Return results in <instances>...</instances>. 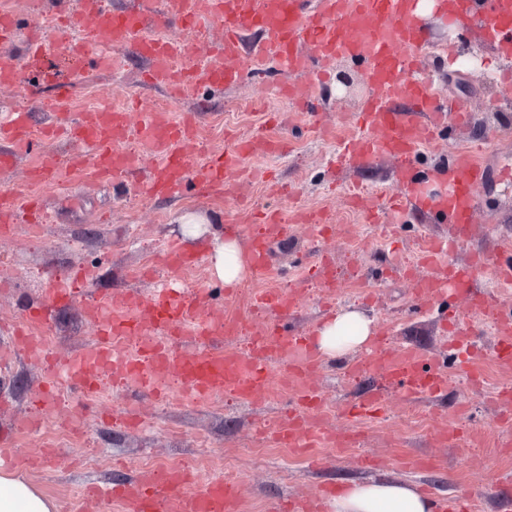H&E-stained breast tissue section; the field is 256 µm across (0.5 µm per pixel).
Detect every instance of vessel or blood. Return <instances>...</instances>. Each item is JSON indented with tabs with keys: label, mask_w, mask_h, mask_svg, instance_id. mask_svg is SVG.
Segmentation results:
<instances>
[{
	"label": "vessel or blood",
	"mask_w": 512,
	"mask_h": 512,
	"mask_svg": "<svg viewBox=\"0 0 512 512\" xmlns=\"http://www.w3.org/2000/svg\"><path fill=\"white\" fill-rule=\"evenodd\" d=\"M308 0H164L162 9H129L110 12L98 0H78L79 12L90 43L104 40L117 49H128L150 61L152 82L172 86L181 96L203 85L219 87L237 81L238 60L249 34L257 33L261 42L252 56L260 64L267 54L278 56L292 71L308 69L312 58L346 55L367 58L366 81L370 92L359 112L356 135L339 154V162L362 168L383 158L398 165L407 201L415 207L431 206L442 223L449 227L445 238L425 237L423 250L429 274L416 282V296L434 299L448 288L466 291L470 286L468 268L434 262V255L453 251L464 239L472 221L483 172L469 158L440 173L444 192L429 196L415 170L418 149L426 133L416 119L430 116L434 124L447 117V107L431 92L429 81L413 76L417 57L426 45V36L415 17L416 0H317L309 10ZM483 14L495 36L512 45V0H481ZM172 17L192 25L210 21L224 32V56L228 67L205 71L197 66L174 67L176 58L186 52L184 45L152 34L150 24ZM310 53H302V45ZM39 52H31L25 61L11 53H0V85H15L22 72H39ZM69 132L82 142L87 155L80 169L98 182H109L132 171L138 160L126 153L122 143L129 136L147 145L156 157L150 168L144 192L152 197L170 196L195 185L199 192L225 195L230 178L236 173L239 158L246 153L274 154L275 143L255 136L234 140L224 152L206 155L200 165H192L195 152V126L191 121L173 120L168 113H148L137 128H130L123 109L104 105L86 112L70 129L50 124L44 137ZM31 124L28 113H11L0 121V170L13 165L16 150L28 145ZM22 195L21 190H0V225L8 226ZM286 227L279 211L266 213L261 224L249 232L252 273L264 276L272 258L273 244L281 240ZM203 254H189L177 243H169L160 257L171 269L202 265ZM76 297L73 278L56 274L51 278L47 297L37 311L19 323L8 343L0 345V356L17 359L36 355L47 366H60L72 388L88 392L95 378L121 375L136 383L143 394H152V378L177 375L184 395L204 402L224 394H235L247 403L267 398L273 372L287 374L297 388L288 411L280 420L276 435L291 448H308L321 440L341 443L344 435L322 431L308 414L314 406L315 386L310 374L319 362L313 351L302 359L288 358L293 337L281 332L282 322L290 318L300 298L299 289L264 291L258 296L262 311L275 320L252 338L248 353L226 349L225 339L234 337L240 322L235 318L213 317L206 311L202 291L158 288L150 296L126 295L120 303L104 296L87 307L86 316L96 334L83 350L65 364H57L54 355L37 339L38 329L47 324L53 310ZM470 309L485 313L498 327L503 341L492 354L499 365L512 367V312L503 310L489 294L473 296ZM121 336H140L144 343L136 359L117 352L112 341ZM191 339L192 347L177 348L176 340ZM363 369L382 372L384 379L408 397H420L441 390L445 384L441 371L419 357L408 355L392 363L388 352L374 346L362 363ZM85 496L116 505L120 512H242L237 482L211 475L194 479L179 468L163 467L150 479L115 485H89Z\"/></svg>",
	"instance_id": "obj_1"
}]
</instances>
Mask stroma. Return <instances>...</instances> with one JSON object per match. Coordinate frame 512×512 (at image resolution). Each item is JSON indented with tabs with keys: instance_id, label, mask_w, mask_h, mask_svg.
I'll return each instance as SVG.
<instances>
[{
	"instance_id": "obj_1",
	"label": "stroma",
	"mask_w": 512,
	"mask_h": 512,
	"mask_svg": "<svg viewBox=\"0 0 512 512\" xmlns=\"http://www.w3.org/2000/svg\"><path fill=\"white\" fill-rule=\"evenodd\" d=\"M418 23L429 42L421 64L433 88L444 99L468 105L464 122L450 116L433 129L418 154V176L431 193L442 192L438 172L470 150L483 168V182L470 233L451 261L467 264L477 254L500 261L512 253V177L503 175L504 167L512 165V138L499 133L503 114L495 100L502 89L490 86L487 76L512 66V54L499 57L484 32L472 25L447 29L432 13L419 17ZM163 34L184 44L195 61L219 60L216 49L223 31L217 26L190 28L174 19ZM103 51L100 45L90 47L83 65L67 73L72 91L67 121H78L86 107L112 104L127 108L136 122L164 103L173 119L194 115L196 138L208 151L224 150L233 136L261 135L281 142L283 153L244 156L232 192L223 198L201 196L192 186L175 198H152L143 195L137 176L107 185L87 179L70 165L71 159L83 155L79 143L41 138L42 126L57 119L52 86H43L36 98L24 80L0 87V114L32 112L37 135L35 143L18 148L12 168L0 171V189L24 186L31 167L44 158L54 159L60 169L58 184L36 191L40 222L30 223L22 215L8 233L0 234V254L14 261L8 272L0 273V329L15 325L29 308L43 302L52 273L83 271V292L73 303L56 308L44 327L52 351L62 359L73 357L95 334L85 315L87 304L108 293L153 292L155 276L141 244L176 241L190 251L206 250L214 232L230 233L235 224L253 229L259 212L276 209L287 222V233L274 244L270 272L258 281V288L298 287L308 273V261L317 257L334 261L338 277L334 298L295 309L288 322L290 335L315 336L334 312L356 308L372 319L374 341L393 358L414 351L434 363L449 354L451 336L444 322L455 317L465 322L469 343L484 353L473 361L472 370L512 388V371L490 368L486 357L499 337L487 320L470 316L461 295L450 291L423 306L413 294L412 276L420 268L407 257L416 253L421 234H447V225L410 207L397 214L393 225L374 227L367 212L349 203L354 185L363 189L370 210L401 195L393 160L346 171L335 165L341 142L356 130L355 118L367 94L366 61L319 59L309 71L292 76L281 62L269 58L258 68L241 64L235 83L176 97L164 87L146 84L148 63L132 53L117 51L116 70H103ZM463 54L470 65L461 70L457 58ZM342 70L356 80L353 91H342L337 81ZM321 210L334 216L327 229L293 220L297 212ZM186 214L199 219L192 238L180 224ZM199 287L208 294L212 311L241 318L245 326L243 336L225 340V347L246 351L248 336L273 321L272 315L241 302L238 290L225 288L215 276ZM365 355L359 348L336 358L322 357L312 378L322 398L320 426L353 431L351 447L311 448L286 466L279 453L262 459L256 455L264 429L286 409L275 388L257 405L224 397L197 404L179 396L159 402L132 389H113L106 381L100 400L90 402L74 393L44 421L42 430L19 434L11 446H4L8 424L37 415L38 399L53 376L36 360L0 363V455L36 454L53 446L59 464L45 469L24 466L18 473L52 499L58 512H103L96 501H83L84 486L147 480L153 460L202 477L230 468L252 512H266L267 505L283 498L304 499L323 487L335 490L379 477L416 486L434 498L468 495L472 512H512V448L498 445L499 431L512 423V406L496 393H464L451 384L420 400L406 397L386 388L378 373H349V366ZM379 389L386 392L382 414L349 417L354 404ZM157 417L162 429H146L145 421ZM75 426L83 430L77 439L70 435ZM445 427L456 431L454 443L437 442V431ZM91 453L102 457L101 466L87 468L85 458ZM365 454L373 458L372 466H361Z\"/></svg>"
}]
</instances>
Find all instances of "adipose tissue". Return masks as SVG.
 <instances>
[{
  "label": "adipose tissue",
  "mask_w": 512,
  "mask_h": 512,
  "mask_svg": "<svg viewBox=\"0 0 512 512\" xmlns=\"http://www.w3.org/2000/svg\"><path fill=\"white\" fill-rule=\"evenodd\" d=\"M212 262L225 285L240 283L247 270L245 253L235 238H214ZM370 320L360 311L344 310L319 331L320 350L337 356L364 344ZM331 512H432L433 501L413 486L385 481L353 483L341 487L328 501ZM54 504L28 483L8 472L0 473V512H54Z\"/></svg>",
  "instance_id": "obj_1"
}]
</instances>
